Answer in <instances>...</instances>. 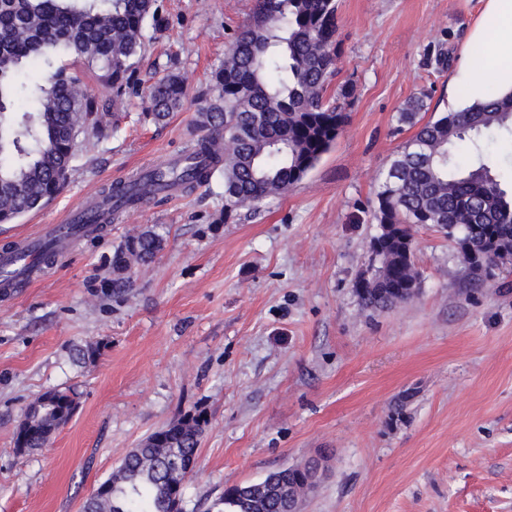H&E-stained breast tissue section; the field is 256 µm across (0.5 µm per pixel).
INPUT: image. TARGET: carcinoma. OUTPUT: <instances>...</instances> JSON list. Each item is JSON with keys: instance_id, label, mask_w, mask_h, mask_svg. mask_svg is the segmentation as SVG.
<instances>
[{"instance_id": "carcinoma-1", "label": "carcinoma", "mask_w": 512, "mask_h": 512, "mask_svg": "<svg viewBox=\"0 0 512 512\" xmlns=\"http://www.w3.org/2000/svg\"><path fill=\"white\" fill-rule=\"evenodd\" d=\"M155 0H0V224L56 198L67 186L80 136L112 132L108 108L133 84V59L146 31L158 29ZM337 0H256L251 23L228 47L212 75V98L199 107L207 134L179 158L144 174L152 187L192 188L224 174V218L286 193L335 142L353 94L347 83L330 92L340 52ZM71 57L96 73L110 90L102 100L79 79L55 66ZM489 83L488 99L418 123L426 95L410 98L399 121L417 127L382 174L372 216L382 250L375 279L355 286L363 305L387 311L412 299L418 288L412 227L431 224L456 246L473 280L481 282L512 263V182L500 160L481 147L485 139L512 136V92L494 91L497 65L489 44L473 50ZM186 91L177 74L147 88L155 123L183 108ZM463 143L472 152L456 160ZM126 204L139 196L117 184L102 191ZM154 231L130 236L112 255L118 271L148 265L162 249ZM484 255L478 262L467 250ZM67 390H49L29 407L41 408L26 449L43 447L56 428V410L75 407ZM206 420L185 415L145 437L98 485L82 512H175L172 482L185 481L174 457L197 455ZM296 474L282 468L261 484L227 489L208 512H290L283 491L305 492Z\"/></svg>"}]
</instances>
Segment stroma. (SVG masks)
Masks as SVG:
<instances>
[{
    "label": "stroma",
    "mask_w": 512,
    "mask_h": 512,
    "mask_svg": "<svg viewBox=\"0 0 512 512\" xmlns=\"http://www.w3.org/2000/svg\"><path fill=\"white\" fill-rule=\"evenodd\" d=\"M158 4L166 27L138 76L177 73L184 107L156 125L129 96L117 132L80 143L61 195L0 224V248L203 135L197 104L255 0ZM483 7L338 0L348 120L288 193L228 220L213 177L100 225L29 287L0 294V512H80L131 448L195 411L207 423L184 512L315 456L323 474L301 512H512V265L469 285L453 243L419 225L410 301L374 312L354 288L371 271L378 181L414 133L398 112L422 93L429 117L447 111ZM149 227L163 250L113 294L115 249ZM90 344L99 356L78 361ZM54 388L76 392L71 419L19 452L26 406Z\"/></svg>",
    "instance_id": "stroma-1"
}]
</instances>
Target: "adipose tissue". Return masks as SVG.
Masks as SVG:
<instances>
[{
  "instance_id": "obj_1",
  "label": "adipose tissue",
  "mask_w": 512,
  "mask_h": 512,
  "mask_svg": "<svg viewBox=\"0 0 512 512\" xmlns=\"http://www.w3.org/2000/svg\"><path fill=\"white\" fill-rule=\"evenodd\" d=\"M492 40L498 60L496 83L500 92L512 91V0H485L470 35L471 43Z\"/></svg>"
}]
</instances>
